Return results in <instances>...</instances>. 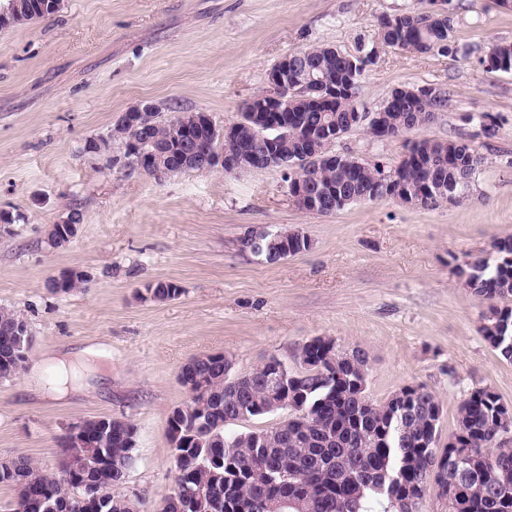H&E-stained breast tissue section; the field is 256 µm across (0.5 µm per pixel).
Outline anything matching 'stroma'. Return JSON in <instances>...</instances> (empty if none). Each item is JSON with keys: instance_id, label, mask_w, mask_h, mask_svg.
Masks as SVG:
<instances>
[{"instance_id": "35a3bbf8", "label": "stroma", "mask_w": 512, "mask_h": 512, "mask_svg": "<svg viewBox=\"0 0 512 512\" xmlns=\"http://www.w3.org/2000/svg\"><path fill=\"white\" fill-rule=\"evenodd\" d=\"M429 0H62L42 19L0 29V306L30 334L29 365L89 345L112 351L92 366L83 391L55 399L0 379V459L26 456L59 474L58 439L91 417L137 429L135 463L115 494L139 512H160L176 485L168 419L188 398L179 382L191 358L221 352L232 372L269 356L294 363L317 336L363 349L367 396L378 403L420 384L442 405L438 448H446L459 405L489 387L512 405V362L479 331L486 306L456 276L467 254L512 238V72L486 71L495 42L512 43V8L498 0H445L454 52L380 49L367 66L360 109L377 111L394 89L431 86L448 105L426 126L377 140L363 130L335 145L361 161L395 166L408 142L456 140L483 162L463 200L420 207L392 198L302 211L283 167L222 169L156 177L110 164L122 155L86 153L130 107L164 116L208 113L237 122L285 54L326 45L370 50L378 20L429 9ZM489 114L493 137L476 121ZM80 210L67 247L45 243L49 225ZM300 228L308 251L277 263L242 245L250 228ZM86 271V289L50 288ZM179 285L178 299H138L150 282Z\"/></svg>"}]
</instances>
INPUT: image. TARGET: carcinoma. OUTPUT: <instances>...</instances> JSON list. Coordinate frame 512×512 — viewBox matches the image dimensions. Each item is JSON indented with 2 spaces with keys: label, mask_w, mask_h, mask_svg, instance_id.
Listing matches in <instances>:
<instances>
[{
  "label": "carcinoma",
  "mask_w": 512,
  "mask_h": 512,
  "mask_svg": "<svg viewBox=\"0 0 512 512\" xmlns=\"http://www.w3.org/2000/svg\"><path fill=\"white\" fill-rule=\"evenodd\" d=\"M55 0H5L4 6L16 5L0 22V28L54 14ZM427 12L384 16L378 21V34L389 47L417 54L455 51L451 44V19L444 17L423 24ZM319 67L320 83L305 78L310 67ZM365 67H354L349 55L327 46H311L294 51L288 64V83L306 87L292 109V126L297 136L288 140L283 152L299 162L304 181L322 191L362 195L368 192L379 175L381 165L362 162L348 165L338 159L313 169H305L306 138L309 128L321 122H336L355 111L347 90L359 94ZM336 96L329 98V88ZM448 98L440 93L430 98L410 101L390 96L383 105L386 127L374 136L395 139L404 133V124L413 117L416 124L430 122L447 106ZM172 136L170 120L161 116L156 106L141 108L133 121L120 118L107 137L96 139L99 153L110 150L112 140L122 141L123 163L130 172L143 171L163 176L200 170L205 158L217 151L219 141L204 133L199 140L196 164L183 165L181 157L163 151ZM448 141V154L435 156L424 165L416 159L405 160L398 169L400 179L419 187L438 182L455 186L465 194L471 179L482 163L481 155L470 145L455 148ZM239 147L255 157L264 168L268 144L254 136ZM498 255L490 261L489 253ZM464 264L463 283L488 304L480 332L484 341L501 358L512 361V239H498L491 251L469 254ZM145 293L158 300H173L180 288L158 281L145 287ZM25 324L20 314L0 307V354L14 343V330ZM302 358L329 373L325 379L302 377L288 390L298 399L301 409L289 414L281 423L244 433H230L225 417L241 411L249 417L269 414L266 380L271 365L257 366L253 378L232 389L224 380V364L229 358L219 353L208 357L205 369L212 388L191 402L174 408L169 430L181 427L186 445L173 449L177 473L176 484L199 489L195 512H253L250 501L268 503L286 497L298 504L294 512H370L372 502L384 500L398 512L392 494L421 502L432 490L429 471L440 466L449 455H464L465 462L454 480L440 486L437 498L445 501L448 512H512V448H505L498 435L502 427L499 404L501 397L488 387L473 390L458 408L456 427L450 434L444 455L436 450V436L442 418V405L422 385H416L408 411L395 412L392 402L377 403L359 394L352 380L368 374L364 350L358 356L343 358L331 337L318 336L300 346ZM105 425L110 438L108 452L114 473L98 467L96 448H72L61 442L63 459L79 468L93 490L101 493L99 508L77 504L73 484L54 478L24 457L0 461V484L14 491L7 512H130V501L112 494V488L124 481L123 471L135 461L129 441L135 426L119 418L88 420L91 428Z\"/></svg>",
  "instance_id": "1"
}]
</instances>
